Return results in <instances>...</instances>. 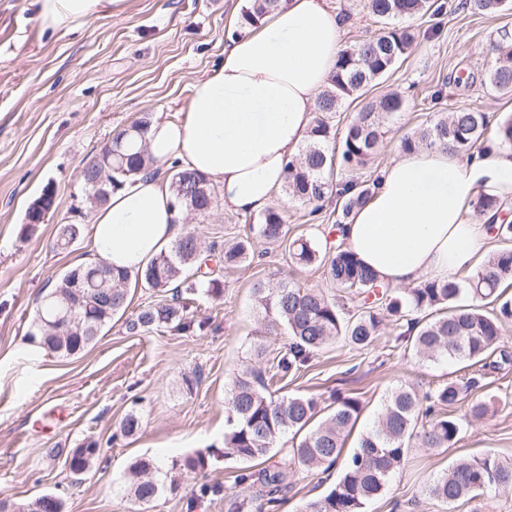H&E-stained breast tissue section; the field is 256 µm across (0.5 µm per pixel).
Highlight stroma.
<instances>
[{
    "instance_id": "1",
    "label": "stroma",
    "mask_w": 512,
    "mask_h": 512,
    "mask_svg": "<svg viewBox=\"0 0 512 512\" xmlns=\"http://www.w3.org/2000/svg\"><path fill=\"white\" fill-rule=\"evenodd\" d=\"M440 15L412 20L416 40L403 60L367 91L346 101L339 112L348 124L365 101L400 92L405 105L387 126L375 159L355 171L373 181L396 157L404 136L440 115L476 106L489 119L512 115V95L489 92L486 73L494 63L492 42L508 17L474 13L463 0H445ZM245 0H124L120 10L88 20L73 30L42 27L35 0H0V495L18 503L48 492L62 498L65 512H227V499L249 500L251 488L238 486L241 469L256 472L288 459L292 442L282 438L263 459L248 463L223 456L225 400L237 370L256 348L273 358L288 344L285 328L268 329L252 292L255 281L331 290L324 268L297 265L287 246L260 249L253 261L224 265V243L252 237L257 225L246 213L215 203L209 214L191 215L184 229L196 232L203 270L224 283L220 297L191 305L204 328L182 334L166 327L148 332L127 323L159 295L132 279L129 305L114 317L83 354L47 355L25 334L47 286L91 261L92 239L83 233L67 248L56 244L58 225L82 207L91 224L79 172L135 118L181 120L194 82L224 57L230 23ZM347 21L349 41L376 34L378 25L361 0H328ZM55 191L43 224L26 229L25 213L44 186ZM288 238L325 241L336 221L334 204L319 215L277 193ZM457 362L418 354L384 328L365 349L336 339L301 375L289 378L285 395H313L328 408L332 394L357 397L359 419L345 440L353 449L369 430L386 398L411 383L419 392L445 383ZM487 401L488 414L473 419L469 408ZM137 414L131 437L119 434L122 419ZM450 413L461 425L449 448L412 449L389 489L365 512H512V489H499L478 502L453 505L429 497L424 487L458 459L494 453L512 460V361L484 370L477 387L463 393ZM97 442L100 457L82 479L65 460L71 449ZM194 452L212 453L206 476L188 472L175 491L152 503H135L126 487L128 467L138 459L160 465ZM339 470L296 471L274 512H299L309 500L334 486ZM210 493H201L202 485Z\"/></svg>"
}]
</instances>
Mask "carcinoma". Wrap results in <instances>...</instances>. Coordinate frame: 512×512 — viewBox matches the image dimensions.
Segmentation results:
<instances>
[{
  "instance_id": "1",
  "label": "carcinoma",
  "mask_w": 512,
  "mask_h": 512,
  "mask_svg": "<svg viewBox=\"0 0 512 512\" xmlns=\"http://www.w3.org/2000/svg\"><path fill=\"white\" fill-rule=\"evenodd\" d=\"M287 0H247L239 26L252 25L279 9ZM475 13L499 15L512 10V0H466ZM364 8L376 22L379 32L340 53L330 86L316 105V117L310 142L286 163V196L313 206L319 212L330 197L336 208V226L346 222L351 210L366 204L378 180L362 185L341 177L328 182L325 174L353 172L364 166L374 154L384 129L393 115L402 111L404 102L397 93L370 101L346 127L339 151L327 144L336 137L332 119L343 103L365 94L367 87L386 75L409 51L415 35L407 22L428 13H442L437 0H364ZM495 64L488 71L486 83L498 93L512 94V38L505 29L492 45ZM151 119L142 116L116 133L91 166L81 168L82 190L96 202L105 203L112 192L152 164L147 154V134ZM498 140L512 146V116L490 125L486 113L476 107L448 113L433 125L402 140L408 150L418 144L449 145L458 153L473 157L482 153L486 143ZM179 214L188 210L205 213L214 202L210 179L190 170L179 161L167 169ZM502 203L482 195L473 203L477 219L484 221L493 238L502 243L490 253L473 275L446 283L425 281L416 288L391 293L375 276L361 266L339 241L333 252H321L309 238L299 237L289 244L293 261L302 266L326 267L336 291L359 300L353 314L345 304L321 289L287 284L270 287L258 281L253 295L270 327L288 330L286 351L267 360L266 366L250 367L237 374L227 397L228 429L224 449L244 461L266 456L288 432L301 434L291 448V461L307 471H328L341 465L342 474L323 497L307 501L301 512H363V505L384 494L407 454L414 447L449 448L456 443L460 424L443 413L460 400V387L450 381L435 391L420 395L412 386L402 384L387 397L376 424L360 435L353 452L342 456L344 436L351 432L361 412L357 399L336 395L331 415L318 424L319 402L312 395L273 397L269 387L296 376L309 367L313 358L333 339L363 349L379 336L386 318H391L401 336L411 341L418 353L445 357L469 365L486 367L484 360L497 348L504 323L512 319V300L503 297L501 285L512 280V224L496 220ZM84 233V224L72 221L58 225L57 244L65 248ZM285 218L278 207H269L259 217L256 239L243 238L224 249V266H240L254 257L256 245H275L285 241ZM201 243L190 230L175 240L170 249L160 253L144 269L130 275L104 265L105 275L94 278L76 297L71 288L74 270L67 271L60 284L46 295L35 311L28 339L36 346L62 357L76 356L96 341L112 317L128 307L126 285L135 277L144 285L167 294L145 306L130 321L129 329L149 331L170 326L178 331L194 327L188 312V296H217L223 292L218 278L201 279L192 272ZM79 301L75 311L80 328L66 337L51 334L48 324L61 315L70 301ZM443 311L433 316L436 311ZM99 454L97 443L74 449L67 456L69 472L79 477L90 470ZM161 471L146 460L130 466L134 480L129 494L135 501L148 504L165 488H177L175 480L165 483L146 476L151 469ZM209 457L202 452L171 460L168 471L204 472ZM293 470L288 463L267 467L254 474L244 470L234 483L259 484L253 498L255 512H268L279 502V494L288 488ZM512 488V463L494 454H484L456 461L426 486L428 496L452 505L461 499H473L494 489ZM64 504L51 493H43L23 504L15 512H63Z\"/></svg>"
}]
</instances>
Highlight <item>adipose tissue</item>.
I'll return each instance as SVG.
<instances>
[{"label": "adipose tissue", "mask_w": 512, "mask_h": 512, "mask_svg": "<svg viewBox=\"0 0 512 512\" xmlns=\"http://www.w3.org/2000/svg\"><path fill=\"white\" fill-rule=\"evenodd\" d=\"M43 27L67 29L119 9L122 0H37ZM347 25L326 0H289L224 48V59L192 86L183 121L152 123L148 151L208 176L225 207L258 212L284 185L285 165L311 136ZM512 205V147L492 145L464 160L443 146L399 152L370 201L344 226L345 244L379 282L413 287L448 281L486 250L490 235L472 216L480 195ZM175 197L160 177L139 176L93 216L97 260L136 273L179 232Z\"/></svg>", "instance_id": "adipose-tissue-1"}]
</instances>
